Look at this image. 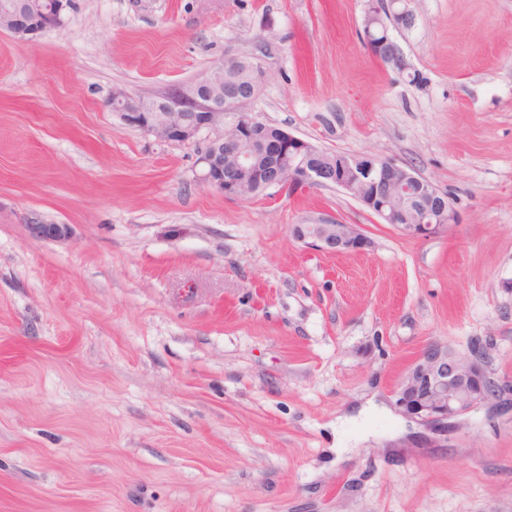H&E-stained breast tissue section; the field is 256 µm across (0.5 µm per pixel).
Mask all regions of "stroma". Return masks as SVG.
I'll list each match as a JSON object with an SVG mask.
<instances>
[{
  "instance_id": "obj_1",
  "label": "stroma",
  "mask_w": 512,
  "mask_h": 512,
  "mask_svg": "<svg viewBox=\"0 0 512 512\" xmlns=\"http://www.w3.org/2000/svg\"><path fill=\"white\" fill-rule=\"evenodd\" d=\"M368 7L76 0L0 30V512H512V391L444 436L393 404L432 342L490 340L512 382V0H410L402 71ZM247 56L262 120L413 167L457 223L413 237L333 186L225 197L198 144L105 105ZM318 221L371 246L293 238ZM32 237L42 240L61 241L71 235V227L68 224H53L42 221L39 217H31L26 224ZM293 237L330 253L363 252L371 240L353 224H295Z\"/></svg>"
}]
</instances>
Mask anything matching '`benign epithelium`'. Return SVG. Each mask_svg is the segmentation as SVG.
I'll return each mask as SVG.
<instances>
[{"label": "benign epithelium", "mask_w": 512, "mask_h": 512, "mask_svg": "<svg viewBox=\"0 0 512 512\" xmlns=\"http://www.w3.org/2000/svg\"><path fill=\"white\" fill-rule=\"evenodd\" d=\"M67 0H11L0 6V26L22 42L64 25ZM409 29L414 15L408 0H377L364 16L367 44L379 59L398 70L404 60L389 37L387 20ZM265 81V71L253 67L245 90L224 91V65L199 73L187 84L150 97H134L122 87L109 93L121 104L122 123L139 128L156 140L193 143L208 135L199 163V180L226 197H247L271 188L280 191L310 186H335L384 223L407 234L425 237L458 222L452 203L415 169L371 155H336L283 128L269 129L249 108ZM32 237L61 241L71 235L68 224L32 217ZM293 237L330 253L362 252L371 240L352 224H294ZM492 380L483 350L461 356L446 345L428 344L394 392L403 417L422 425L447 428L448 419L464 415L491 396Z\"/></svg>", "instance_id": "benign-epithelium-1"}]
</instances>
